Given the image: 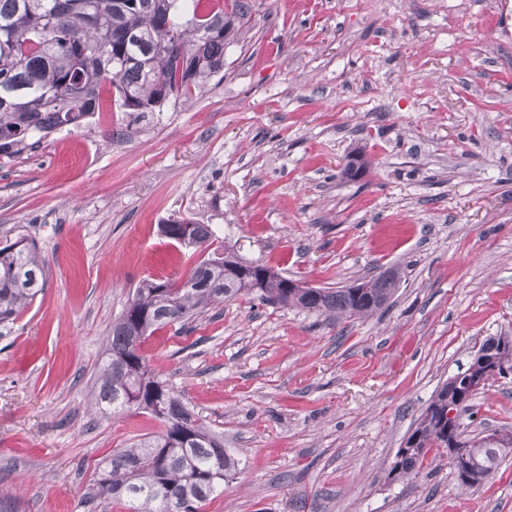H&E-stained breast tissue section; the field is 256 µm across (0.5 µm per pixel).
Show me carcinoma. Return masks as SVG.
Segmentation results:
<instances>
[{"instance_id":"obj_1","label":"carcinoma","mask_w":512,"mask_h":512,"mask_svg":"<svg viewBox=\"0 0 512 512\" xmlns=\"http://www.w3.org/2000/svg\"><path fill=\"white\" fill-rule=\"evenodd\" d=\"M199 0H0V154L14 155L48 134L80 124L101 110L110 91L131 112L151 111L169 95L224 69V44L247 4H214L197 13ZM163 237L203 255L178 280H144L112 323L107 358L97 370V405L112 413L150 414L164 425L112 455L90 493V501H120L130 512H205L237 461L221 440L193 418L175 392L147 364L141 344L155 331L185 322L253 288L238 278L245 260L224 244L209 224L170 219ZM261 300L322 314L368 317L396 292L399 274L390 269L360 282L361 292L343 288H290L288 278L252 263ZM44 261L36 243L22 237L0 246V323L16 320L44 284ZM491 337L479 351L511 363ZM473 396L460 386L437 390L398 450L396 466L407 477L428 454L448 447L441 416L448 403L470 410ZM465 449L455 474L464 486L491 478L501 457L512 451V434L467 437L454 425Z\"/></svg>"}]
</instances>
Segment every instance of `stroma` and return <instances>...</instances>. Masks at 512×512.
I'll return each instance as SVG.
<instances>
[{"instance_id":"obj_1","label":"stroma","mask_w":512,"mask_h":512,"mask_svg":"<svg viewBox=\"0 0 512 512\" xmlns=\"http://www.w3.org/2000/svg\"><path fill=\"white\" fill-rule=\"evenodd\" d=\"M247 2L223 70L188 96L151 112L107 101L0 155V246L33 239L47 262L43 291L0 325V499L128 512L88 493L113 452L162 425L101 416L96 370L140 283L197 263L159 232L185 218L317 288L400 274L366 319L253 294L145 340L239 461L207 512H512V455L481 486L444 455L390 476L435 391L512 336V0ZM353 155L367 163L354 176ZM461 422L512 432V376Z\"/></svg>"}]
</instances>
